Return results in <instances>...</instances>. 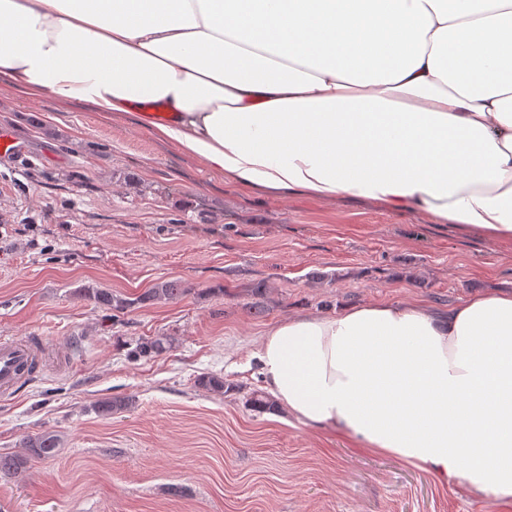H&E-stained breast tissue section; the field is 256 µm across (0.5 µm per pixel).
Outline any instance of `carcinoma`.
I'll return each instance as SVG.
<instances>
[{"label":"carcinoma","mask_w":512,"mask_h":512,"mask_svg":"<svg viewBox=\"0 0 512 512\" xmlns=\"http://www.w3.org/2000/svg\"><path fill=\"white\" fill-rule=\"evenodd\" d=\"M189 292L184 283L178 279H168L155 283L151 288L140 293L134 298L104 288L94 283L84 284L75 290V295L90 303L96 308L112 310L123 314L130 308L142 304H164L173 302ZM172 338L169 336H152L141 339L133 350L136 359L157 358L171 349ZM196 384L213 393H224V377L217 374H202L197 377ZM129 405V399L122 396H114L101 400L96 405L98 413L108 416L121 411ZM60 439L53 432H39L27 435L23 438L21 447L27 454L0 453V473L18 475L25 469L28 458L41 460L51 459L58 453Z\"/></svg>","instance_id":"obj_1"}]
</instances>
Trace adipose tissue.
Returning a JSON list of instances; mask_svg holds the SVG:
<instances>
[{
    "instance_id": "obj_1",
    "label": "adipose tissue",
    "mask_w": 512,
    "mask_h": 512,
    "mask_svg": "<svg viewBox=\"0 0 512 512\" xmlns=\"http://www.w3.org/2000/svg\"><path fill=\"white\" fill-rule=\"evenodd\" d=\"M0 79L166 113L244 191L512 242V0H0ZM257 359L301 424L512 503V294L291 315Z\"/></svg>"
}]
</instances>
